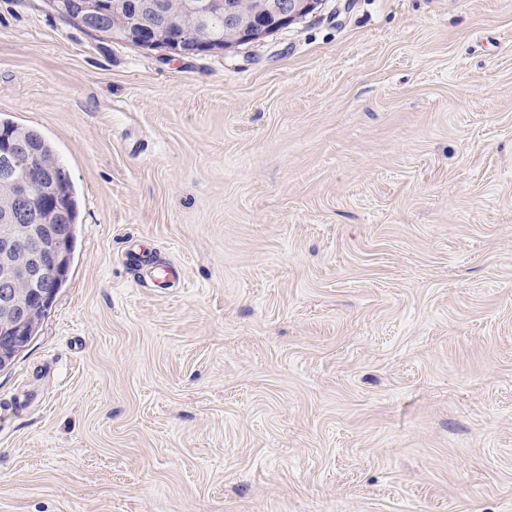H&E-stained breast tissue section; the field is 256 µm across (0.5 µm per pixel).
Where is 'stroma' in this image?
<instances>
[{
	"mask_svg": "<svg viewBox=\"0 0 512 512\" xmlns=\"http://www.w3.org/2000/svg\"><path fill=\"white\" fill-rule=\"evenodd\" d=\"M0 118L78 205L0 512H512V0L176 60L0 0Z\"/></svg>",
	"mask_w": 512,
	"mask_h": 512,
	"instance_id": "35a3bbf8",
	"label": "stroma"
}]
</instances>
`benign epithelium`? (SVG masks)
I'll return each instance as SVG.
<instances>
[{
  "mask_svg": "<svg viewBox=\"0 0 512 512\" xmlns=\"http://www.w3.org/2000/svg\"><path fill=\"white\" fill-rule=\"evenodd\" d=\"M51 9L91 31L111 33L112 40L164 52L169 59L200 52L225 53L262 41L276 29L288 27L318 11L323 0H256L246 11L238 0H210V9L224 14V38L204 36L206 18L195 5L178 14L164 10L163 0H140L134 14L121 24L105 23L104 0H83L74 10L68 0H47ZM34 160L27 169L17 167L14 154ZM0 154L6 158L0 181L11 189L12 203L0 208V222L15 232L0 239V315L11 323L12 334L0 341V358L18 348L21 333L43 307L53 303L64 272V236L54 225L64 222L60 205L43 207L41 198H59L56 170L41 159L35 143L21 133L0 132Z\"/></svg>",
  "mask_w": 512,
  "mask_h": 512,
  "instance_id": "1",
  "label": "benign epithelium"
}]
</instances>
